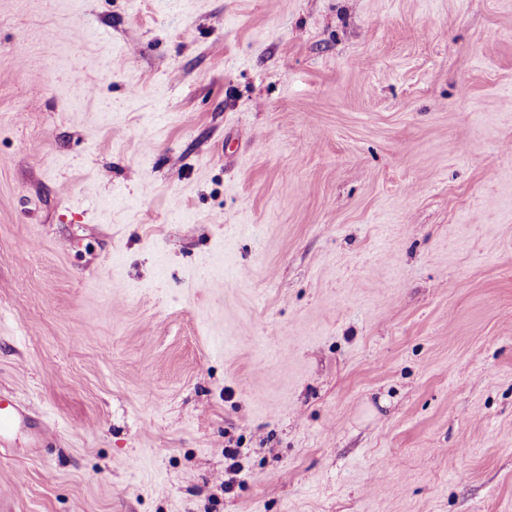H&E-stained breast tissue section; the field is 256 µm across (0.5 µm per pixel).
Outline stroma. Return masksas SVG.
Wrapping results in <instances>:
<instances>
[{"label":"stroma","mask_w":512,"mask_h":512,"mask_svg":"<svg viewBox=\"0 0 512 512\" xmlns=\"http://www.w3.org/2000/svg\"><path fill=\"white\" fill-rule=\"evenodd\" d=\"M507 99L512 0H0V496L512 512ZM18 427H26L32 438V446L36 448L39 445L43 434L48 430V426L41 422L36 425L32 411L13 395L5 393L0 394V446L5 448Z\"/></svg>","instance_id":"1"}]
</instances>
